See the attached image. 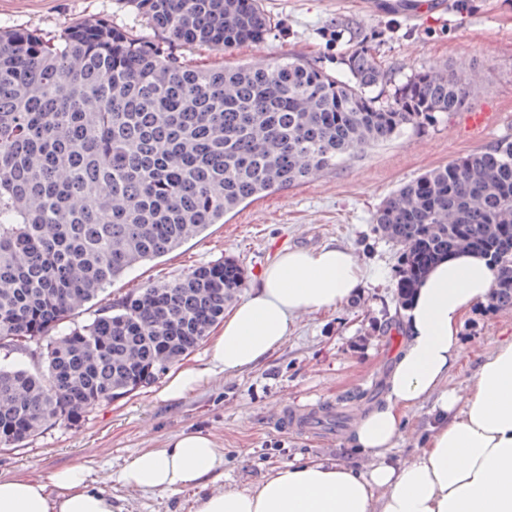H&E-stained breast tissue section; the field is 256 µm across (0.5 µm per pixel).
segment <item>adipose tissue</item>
<instances>
[{"mask_svg": "<svg viewBox=\"0 0 512 512\" xmlns=\"http://www.w3.org/2000/svg\"><path fill=\"white\" fill-rule=\"evenodd\" d=\"M495 277L488 258L475 252L429 266L403 320L386 400L356 422L358 459L290 462L255 486L210 491L206 482L223 470L224 453L198 430L140 451L119 482L144 492L196 490L193 512H512V337L482 356L465 390L446 385L461 355L462 318L487 299ZM363 285L348 248L282 252L225 318L213 366L232 373L257 365L283 345L298 314L342 305ZM429 399L437 423L426 448L394 462L403 419ZM108 482L82 466L45 479L0 477V512H123Z\"/></svg>", "mask_w": 512, "mask_h": 512, "instance_id": "adipose-tissue-1", "label": "adipose tissue"}]
</instances>
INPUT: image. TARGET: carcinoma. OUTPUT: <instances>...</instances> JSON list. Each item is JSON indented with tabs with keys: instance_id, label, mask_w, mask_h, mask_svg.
Returning <instances> with one entry per match:
<instances>
[{
	"instance_id": "carcinoma-1",
	"label": "carcinoma",
	"mask_w": 512,
	"mask_h": 512,
	"mask_svg": "<svg viewBox=\"0 0 512 512\" xmlns=\"http://www.w3.org/2000/svg\"><path fill=\"white\" fill-rule=\"evenodd\" d=\"M158 38L107 21L56 38L0 30V450L149 384L192 352L242 286L232 261L116 298L136 267L179 249L245 201L333 171L458 112L475 76L386 75L357 45L339 77L293 55L190 67L271 29L262 0H133ZM403 249L401 302L429 260L484 243L490 308H512V141L434 168L373 215ZM92 320L72 317L99 297Z\"/></svg>"
}]
</instances>
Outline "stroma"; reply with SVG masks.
<instances>
[{"instance_id": "1", "label": "stroma", "mask_w": 512, "mask_h": 512, "mask_svg": "<svg viewBox=\"0 0 512 512\" xmlns=\"http://www.w3.org/2000/svg\"><path fill=\"white\" fill-rule=\"evenodd\" d=\"M446 2L444 11L412 20L397 0H263L273 20L263 40L226 51L181 50L182 61L199 68L297 54L339 75L345 55L361 40L394 85L414 71L447 65L473 73L477 84L467 109L494 113L495 122L475 139L459 115H450L336 171L239 207L204 235L113 284L110 291L117 296L230 259L244 272V296L281 251L327 243L352 250L368 278L350 303L297 316L284 344L256 367L206 373L209 343L201 341L183 363L205 375L182 397L163 398L166 376L158 374L132 395L102 403L78 421L52 424L26 446L0 452L1 477L45 478L71 466L116 475L139 451L163 447L173 435L194 429L211 432L224 450L223 474L208 481L212 491L253 486L275 467L300 459L356 456L350 440L358 414L363 406L385 401L386 380L404 339L401 249L378 233L373 214L390 193L422 173L512 140V0ZM102 19L154 34L132 0H0V30L28 28L51 36ZM505 336H512V308L482 303L470 310L449 387L465 388L481 354ZM293 408H326L337 422L305 434L280 428L277 415ZM433 423L428 402L408 417L393 452L396 462L424 448ZM111 491L125 512H191L189 491L143 492L118 483Z\"/></svg>"}]
</instances>
